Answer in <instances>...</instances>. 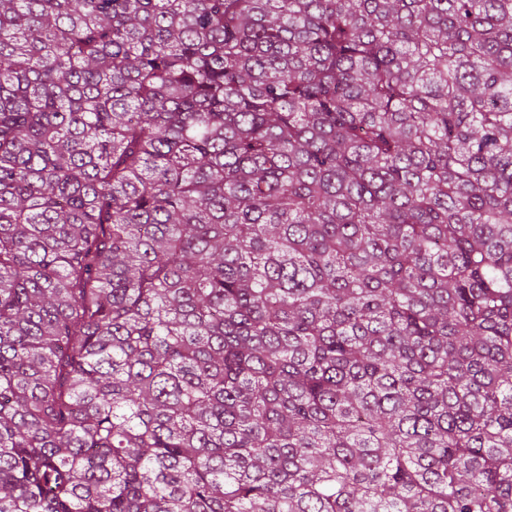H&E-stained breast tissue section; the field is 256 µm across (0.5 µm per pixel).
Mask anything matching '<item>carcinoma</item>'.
Returning a JSON list of instances; mask_svg holds the SVG:
<instances>
[{"mask_svg":"<svg viewBox=\"0 0 512 512\" xmlns=\"http://www.w3.org/2000/svg\"><path fill=\"white\" fill-rule=\"evenodd\" d=\"M0 512H512V0H0Z\"/></svg>","mask_w":512,"mask_h":512,"instance_id":"cac0c4a2","label":"carcinoma"}]
</instances>
